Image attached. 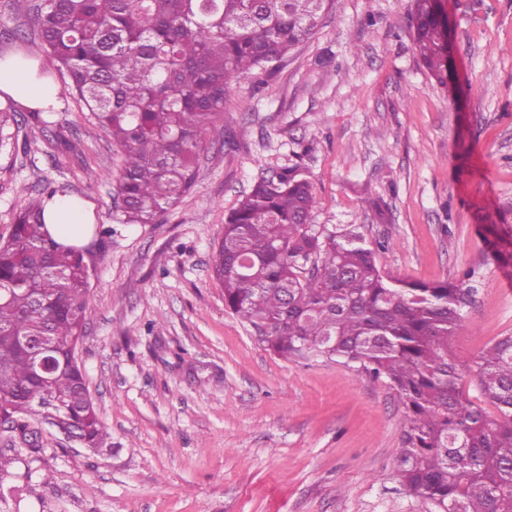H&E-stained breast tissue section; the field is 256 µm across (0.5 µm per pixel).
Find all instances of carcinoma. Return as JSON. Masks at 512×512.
Instances as JSON below:
<instances>
[{"label": "carcinoma", "mask_w": 512, "mask_h": 512, "mask_svg": "<svg viewBox=\"0 0 512 512\" xmlns=\"http://www.w3.org/2000/svg\"><path fill=\"white\" fill-rule=\"evenodd\" d=\"M414 42L447 83L438 0H412ZM333 0H45L32 23L66 73L92 125L122 154L115 175L127 224H154L194 185L204 137L229 110L232 83L280 68L310 38ZM14 113L0 110V150L14 145ZM300 167L260 177L224 224L212 272L224 305L258 341L290 360L334 361L384 379L405 409L397 476L439 512H512V336L463 366L448 354L466 329V281L395 278L379 265L388 242L356 224H316ZM31 202L0 240V412L18 448L50 418L85 448L109 433L72 350L89 308L85 248L48 233ZM38 336L57 361L45 378L20 346ZM469 380L488 414L463 389Z\"/></svg>", "instance_id": "obj_1"}]
</instances>
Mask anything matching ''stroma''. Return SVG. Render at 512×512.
I'll return each instance as SVG.
<instances>
[{
  "instance_id": "35a3bbf8",
  "label": "stroma",
  "mask_w": 512,
  "mask_h": 512,
  "mask_svg": "<svg viewBox=\"0 0 512 512\" xmlns=\"http://www.w3.org/2000/svg\"><path fill=\"white\" fill-rule=\"evenodd\" d=\"M39 0H0V53L51 63L33 28ZM450 70L420 59L411 0H335L275 73L233 82L230 109L199 156L195 186L155 224L123 221L121 156L67 76L0 154V240L20 207L56 188L90 196L98 228L79 365L112 449L43 429L21 454L0 512H436L396 476L405 409L384 381L330 361L265 350L224 305L211 259L254 181L298 166L314 221L388 238L386 272L435 282L477 276L468 329L450 351L472 362L512 335V270L492 258L512 230V0H442ZM384 201L386 221L363 207Z\"/></svg>"
}]
</instances>
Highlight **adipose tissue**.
I'll use <instances>...</instances> for the list:
<instances>
[{
	"instance_id": "ef3b65f1",
	"label": "adipose tissue",
	"mask_w": 512,
	"mask_h": 512,
	"mask_svg": "<svg viewBox=\"0 0 512 512\" xmlns=\"http://www.w3.org/2000/svg\"><path fill=\"white\" fill-rule=\"evenodd\" d=\"M0 93L30 110L45 109L56 101V85L41 74L37 63L20 52L0 54ZM52 236L66 244L84 243L91 232L93 205L84 198L56 193L44 204Z\"/></svg>"
}]
</instances>
